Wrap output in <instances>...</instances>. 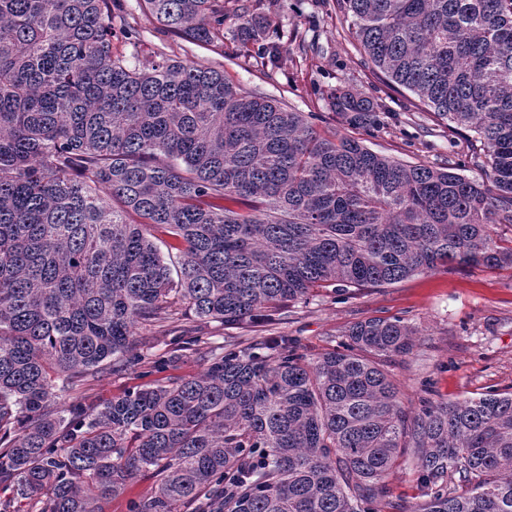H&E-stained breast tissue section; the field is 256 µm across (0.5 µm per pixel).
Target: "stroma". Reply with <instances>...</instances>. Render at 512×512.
Wrapping results in <instances>:
<instances>
[{"label":"stroma","instance_id":"stroma-1","mask_svg":"<svg viewBox=\"0 0 512 512\" xmlns=\"http://www.w3.org/2000/svg\"><path fill=\"white\" fill-rule=\"evenodd\" d=\"M250 0H224L227 21L224 42L200 47L164 32L140 0H118L112 20L114 53L184 63H203L223 71L236 86L277 99L298 112L315 113L321 131H344L339 115L328 105L335 87H349L383 99V125L366 144L375 152L412 163L438 166L449 156L468 154L470 131L438 124L433 112L407 90L395 91L376 79L364 65L348 23L337 17L333 0H274L271 24L263 34L293 66L279 69L262 63L257 51H245L237 41V16ZM310 48L298 58V37ZM168 326H138L140 338L153 355L167 352L168 333L198 325L183 303L172 307ZM370 317H399L415 329L411 354L390 358L386 368L398 384L404 405L419 410L425 390L434 399L458 401L496 389L512 390V272L483 267L420 273L384 287H363L347 294L321 290L294 304L275 321L258 318L230 330L213 322L201 326L203 335L223 342L230 335L250 343L268 336L295 338L301 353L316 360L338 347L354 322ZM150 376L130 369L113 373L104 366L72 387L58 389V409L76 401L101 404L150 383ZM414 458H407L386 479L390 512H410L420 490Z\"/></svg>","mask_w":512,"mask_h":512}]
</instances>
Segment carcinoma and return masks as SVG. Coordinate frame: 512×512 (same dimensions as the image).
<instances>
[{
    "label": "carcinoma",
    "instance_id": "1",
    "mask_svg": "<svg viewBox=\"0 0 512 512\" xmlns=\"http://www.w3.org/2000/svg\"><path fill=\"white\" fill-rule=\"evenodd\" d=\"M142 2L170 34L224 40L222 0ZM336 12L377 79L475 133L469 162L398 160L205 64L115 56L112 0H0V512H101L149 469L157 491L131 512H382L407 455L411 512H512V392L409 413L383 361L413 348L399 318L353 323L314 362L290 336L205 349L192 329L134 352L176 298L238 328L319 289L512 269V0ZM240 20L246 47L265 16ZM331 103L366 131L385 111L349 90ZM188 350L196 376L55 408L56 375L161 373Z\"/></svg>",
    "mask_w": 512,
    "mask_h": 512
}]
</instances>
